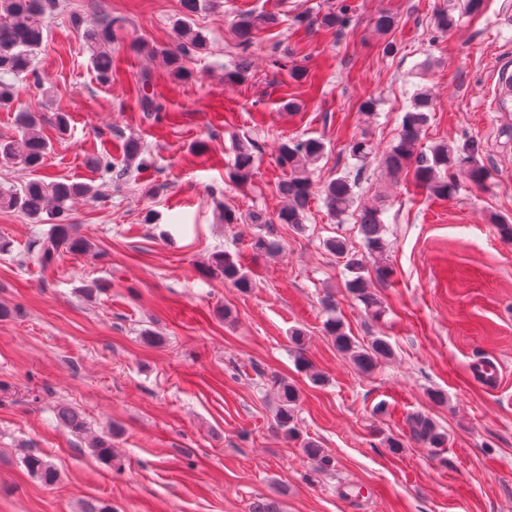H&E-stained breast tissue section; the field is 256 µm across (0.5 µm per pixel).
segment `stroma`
<instances>
[{"label": "stroma", "instance_id": "1", "mask_svg": "<svg viewBox=\"0 0 512 512\" xmlns=\"http://www.w3.org/2000/svg\"><path fill=\"white\" fill-rule=\"evenodd\" d=\"M337 1L216 0L194 18L210 49L189 61L186 81L153 53L174 44L181 0H60L45 16L35 60L44 86L15 83L53 144L37 175L98 195L71 205L89 250L48 267L32 252L48 225L0 209V237L12 243L0 254V305L12 311L0 320V512H80L96 500L113 512H256L265 503L279 512H512V241L488 221L512 217V111H502L492 78L512 60V0H484L447 33L431 19L448 0H342L344 30L300 23ZM242 13L275 19L246 52L233 29ZM384 13L396 23L382 34L375 22ZM111 15L125 25L103 84L83 30ZM244 53L247 80L225 82V63ZM295 66L306 79L292 77ZM143 87L162 97L159 118L141 111ZM420 87L433 98L421 148L476 141L483 186L443 199L413 174L387 172L384 154ZM369 96L371 115L359 109ZM59 112L69 115L62 135ZM360 137L375 151L357 202L380 208L394 270L374 285L378 317L347 294L343 266L323 247L333 236L360 242L355 215L330 217L320 193L352 166L348 144ZM131 138L145 144L147 169L118 182L91 165L104 153L124 167ZM287 138L326 146L299 232L273 221ZM241 142L257 146L244 188L229 178ZM227 207L262 214L282 250L254 253V225L225 223ZM148 209L158 223H143ZM224 251L249 270L251 290L207 274ZM328 296L350 336L386 338L392 359L365 374L338 351L323 330ZM295 328L305 333L300 350L289 339ZM301 357L324 385L311 384ZM485 361L498 370L491 385L476 371ZM281 379L300 391L294 439L275 424ZM60 404L82 414L86 434L56 420ZM416 414L445 430V448L411 437ZM111 427L117 456L107 465L88 437ZM390 437L402 452L389 451ZM308 441L333 457L332 469L304 454ZM27 453L51 462L59 481L30 476Z\"/></svg>", "mask_w": 512, "mask_h": 512}]
</instances>
